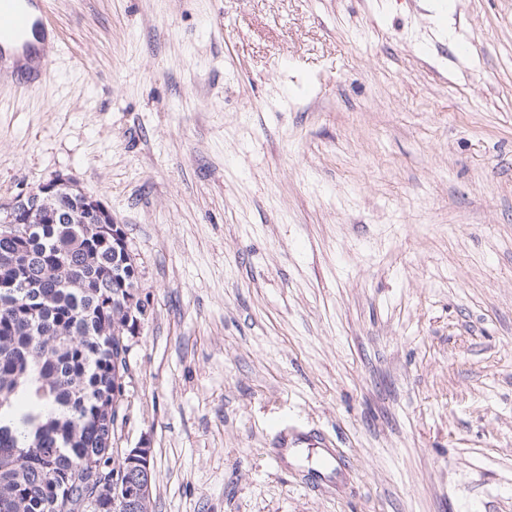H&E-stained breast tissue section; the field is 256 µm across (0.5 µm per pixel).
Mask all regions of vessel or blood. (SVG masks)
<instances>
[{
    "mask_svg": "<svg viewBox=\"0 0 512 512\" xmlns=\"http://www.w3.org/2000/svg\"><path fill=\"white\" fill-rule=\"evenodd\" d=\"M49 0H0V82L28 87L46 76L49 54L59 52Z\"/></svg>",
    "mask_w": 512,
    "mask_h": 512,
    "instance_id": "b4317fda",
    "label": "vessel or blood"
}]
</instances>
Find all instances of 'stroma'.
I'll list each match as a JSON object with an SVG mask.
<instances>
[{"label":"stroma","instance_id":"1","mask_svg":"<svg viewBox=\"0 0 512 512\" xmlns=\"http://www.w3.org/2000/svg\"><path fill=\"white\" fill-rule=\"evenodd\" d=\"M51 7L0 208L122 228L152 512H512V0Z\"/></svg>","mask_w":512,"mask_h":512}]
</instances>
